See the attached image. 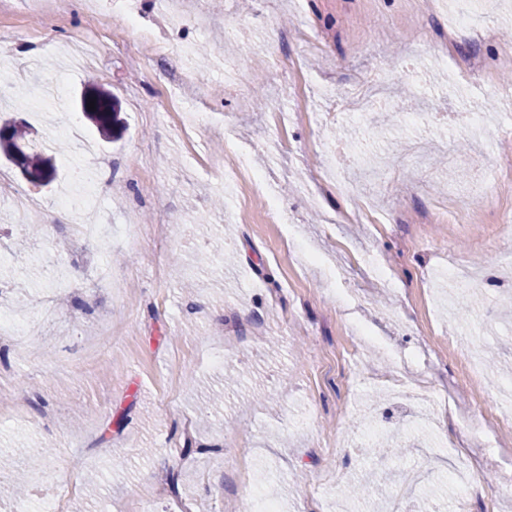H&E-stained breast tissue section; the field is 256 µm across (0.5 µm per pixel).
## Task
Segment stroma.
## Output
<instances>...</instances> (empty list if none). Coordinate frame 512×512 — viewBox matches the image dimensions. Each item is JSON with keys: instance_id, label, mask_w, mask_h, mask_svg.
Listing matches in <instances>:
<instances>
[{"instance_id": "stroma-1", "label": "stroma", "mask_w": 512, "mask_h": 512, "mask_svg": "<svg viewBox=\"0 0 512 512\" xmlns=\"http://www.w3.org/2000/svg\"><path fill=\"white\" fill-rule=\"evenodd\" d=\"M89 2L0 8L15 48L0 112L58 168L37 188L0 162V305L33 327L0 351V512L18 474L48 466L73 489L63 512H244L254 487L279 512H333L366 472L395 512H512V428L487 442L466 413L496 382L463 377L439 336L484 340L512 377V178L491 174L512 160V0H477L443 62L429 42L457 0ZM472 57L480 73L461 77ZM90 83L114 95L121 140L84 117ZM388 112L402 119L385 130ZM375 153L385 165H361ZM81 183L97 191L85 218L59 204ZM27 193L38 206H14ZM458 265L480 276L462 320L435 301ZM398 378L451 414L408 427ZM369 425L406 435V458L349 448ZM466 450L465 487L451 474Z\"/></svg>"}]
</instances>
